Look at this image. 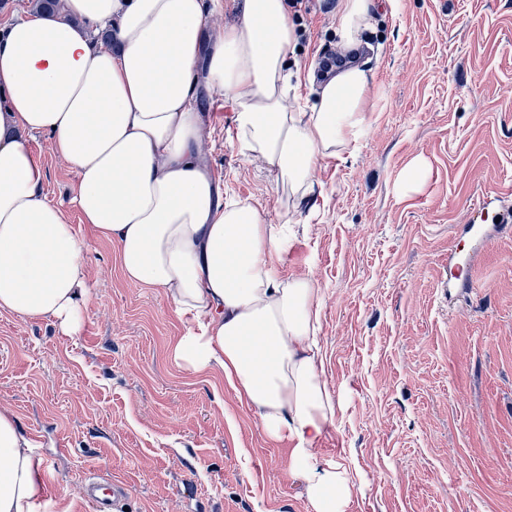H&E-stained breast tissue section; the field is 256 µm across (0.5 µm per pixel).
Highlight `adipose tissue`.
Returning <instances> with one entry per match:
<instances>
[{
    "instance_id": "adipose-tissue-1",
    "label": "adipose tissue",
    "mask_w": 512,
    "mask_h": 512,
    "mask_svg": "<svg viewBox=\"0 0 512 512\" xmlns=\"http://www.w3.org/2000/svg\"><path fill=\"white\" fill-rule=\"evenodd\" d=\"M219 0H62L0 22V310L80 328L85 242L26 137L46 135L77 174L72 203L118 246L124 279L168 295L183 332L170 347L188 370H219L264 432L289 440L288 473L314 512H345L352 480L319 462L336 408L322 379L321 300L313 280L284 276L292 242L247 202L225 200L203 164L200 87L233 104L242 155L275 167L290 193H312L321 159L357 147L373 77L337 70L295 112L284 0H239L214 44L203 22ZM373 0H337L336 44L358 49ZM112 33L111 43L98 40ZM47 484L34 443L0 412V512H40Z\"/></svg>"
}]
</instances>
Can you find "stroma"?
Segmentation results:
<instances>
[{"label":"stroma","mask_w":512,"mask_h":512,"mask_svg":"<svg viewBox=\"0 0 512 512\" xmlns=\"http://www.w3.org/2000/svg\"><path fill=\"white\" fill-rule=\"evenodd\" d=\"M288 64L303 91L336 48L334 14L296 22ZM368 46L350 57L374 77L358 148L320 161L300 200L232 140L233 105L201 93L205 162L225 199L289 220L283 273L322 299L325 379L336 417L319 456L354 483L346 512H512V232L477 259L472 292L444 300L455 230L482 195L512 190V0H377ZM27 141L44 194L69 202L77 175L42 135ZM424 186L398 188L415 159ZM89 288L81 329L0 311V410L35 441L47 512H90L86 478L118 479L127 512H313L219 372L168 358L183 330L164 292L123 278L113 242L78 211Z\"/></svg>","instance_id":"1"}]
</instances>
